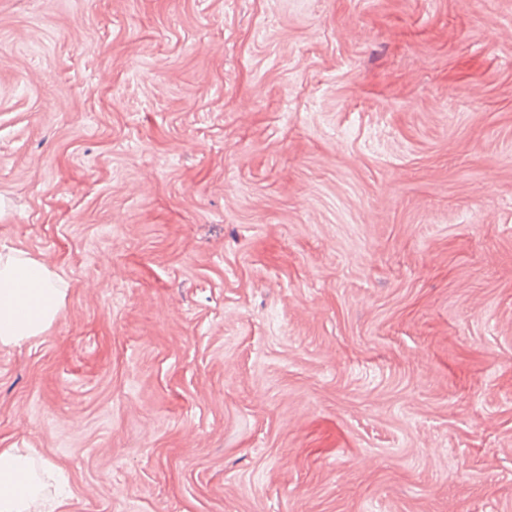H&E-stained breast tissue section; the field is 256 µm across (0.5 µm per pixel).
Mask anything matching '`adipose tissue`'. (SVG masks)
Listing matches in <instances>:
<instances>
[{"label":"adipose tissue","mask_w":512,"mask_h":512,"mask_svg":"<svg viewBox=\"0 0 512 512\" xmlns=\"http://www.w3.org/2000/svg\"><path fill=\"white\" fill-rule=\"evenodd\" d=\"M59 276L48 265L21 254H0V345H17L45 333L65 299ZM28 455L0 448V512H42Z\"/></svg>","instance_id":"obj_1"}]
</instances>
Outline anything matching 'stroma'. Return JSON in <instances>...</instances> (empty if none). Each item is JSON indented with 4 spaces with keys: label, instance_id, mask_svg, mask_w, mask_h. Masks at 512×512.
Wrapping results in <instances>:
<instances>
[{
    "label": "stroma",
    "instance_id": "1",
    "mask_svg": "<svg viewBox=\"0 0 512 512\" xmlns=\"http://www.w3.org/2000/svg\"><path fill=\"white\" fill-rule=\"evenodd\" d=\"M4 247L57 512H512V0H0ZM58 281L41 260L0 254V345H17L49 329L65 299Z\"/></svg>",
    "mask_w": 512,
    "mask_h": 512
}]
</instances>
